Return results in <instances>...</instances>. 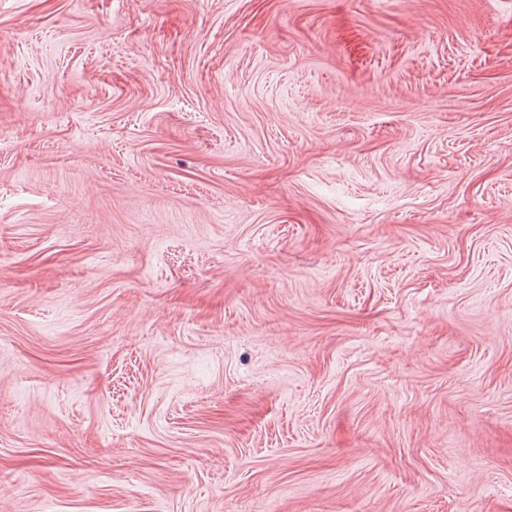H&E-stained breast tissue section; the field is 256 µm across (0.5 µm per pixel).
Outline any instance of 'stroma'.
Wrapping results in <instances>:
<instances>
[{
  "label": "stroma",
  "mask_w": 512,
  "mask_h": 512,
  "mask_svg": "<svg viewBox=\"0 0 512 512\" xmlns=\"http://www.w3.org/2000/svg\"><path fill=\"white\" fill-rule=\"evenodd\" d=\"M0 512H512V0H0Z\"/></svg>",
  "instance_id": "1"
}]
</instances>
